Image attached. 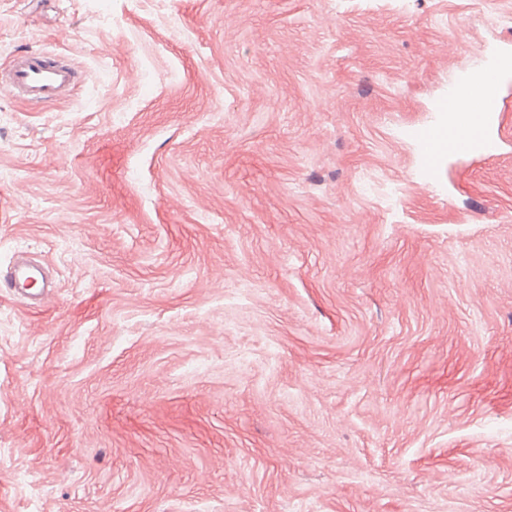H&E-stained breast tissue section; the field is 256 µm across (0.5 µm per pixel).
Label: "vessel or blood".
I'll use <instances>...</instances> for the list:
<instances>
[{"mask_svg":"<svg viewBox=\"0 0 512 512\" xmlns=\"http://www.w3.org/2000/svg\"><path fill=\"white\" fill-rule=\"evenodd\" d=\"M80 74L63 56L41 49L14 54L0 72V92H7L35 106L65 96ZM512 83V53L494 55L479 69L461 71L444 100L448 118L411 130L425 172H432L447 157L466 158L495 152L501 134L502 90ZM43 268L18 261L0 269V294H19L37 281Z\"/></svg>","mask_w":512,"mask_h":512,"instance_id":"vessel-or-blood-1","label":"vessel or blood"}]
</instances>
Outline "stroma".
Listing matches in <instances>:
<instances>
[{
    "label": "stroma",
    "mask_w": 512,
    "mask_h": 512,
    "mask_svg": "<svg viewBox=\"0 0 512 512\" xmlns=\"http://www.w3.org/2000/svg\"><path fill=\"white\" fill-rule=\"evenodd\" d=\"M0 512H512V86L419 168L512 0H0ZM80 73L61 55L41 49L16 53L0 75V94L20 97L34 106L50 104L65 96ZM512 81V53L499 52L475 71H461L443 101L448 121L412 129L419 162L432 173L445 158L490 155L501 139L502 89ZM41 265L32 261H16L6 270L0 269V294H21L28 286L39 281Z\"/></svg>",
    "instance_id": "stroma-1"
}]
</instances>
